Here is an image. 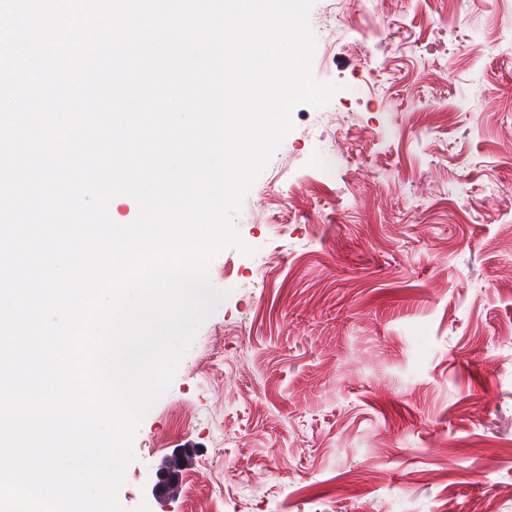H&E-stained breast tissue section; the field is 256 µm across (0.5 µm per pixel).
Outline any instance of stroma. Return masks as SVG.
<instances>
[{
    "label": "stroma",
    "instance_id": "stroma-1",
    "mask_svg": "<svg viewBox=\"0 0 512 512\" xmlns=\"http://www.w3.org/2000/svg\"><path fill=\"white\" fill-rule=\"evenodd\" d=\"M309 23L310 76L333 92L292 107L232 219L239 245L209 265L226 296L132 436L125 512H189L193 491L220 512H443L512 487V0H401L378 36L315 0ZM353 43L365 57L338 67ZM326 111L369 138L344 154ZM355 159L368 184L347 180ZM216 366L242 373L237 401L216 403ZM183 452L180 488L156 497Z\"/></svg>",
    "mask_w": 512,
    "mask_h": 512
}]
</instances>
